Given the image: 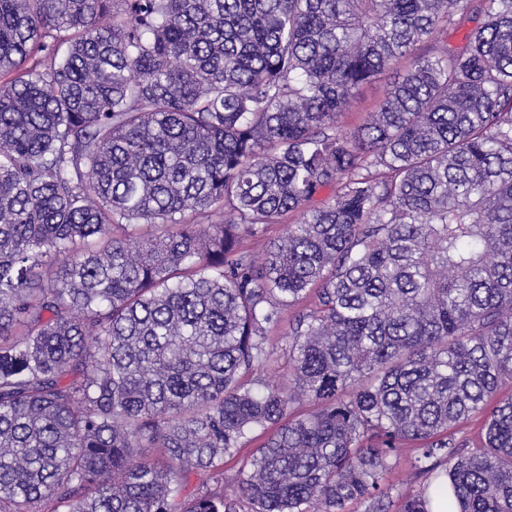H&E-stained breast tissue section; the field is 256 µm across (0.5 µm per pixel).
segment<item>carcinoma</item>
Wrapping results in <instances>:
<instances>
[{
	"instance_id": "1",
	"label": "carcinoma",
	"mask_w": 512,
	"mask_h": 512,
	"mask_svg": "<svg viewBox=\"0 0 512 512\" xmlns=\"http://www.w3.org/2000/svg\"><path fill=\"white\" fill-rule=\"evenodd\" d=\"M470 2L0 0V512H512V0L414 54ZM396 69L386 72L377 82L363 85L354 91L347 107L338 117V126L343 132L350 133L361 125L369 112H373L387 86L394 81ZM299 219V213L290 214L281 224L270 225L260 241L248 240L245 242V246L254 250L258 256H261L270 242L278 239L282 234H284L286 230V226L284 224H296ZM409 448L402 451L397 463L386 474V482L399 491L418 490L420 484L422 485V480L417 477L411 466L412 452Z\"/></svg>"
}]
</instances>
